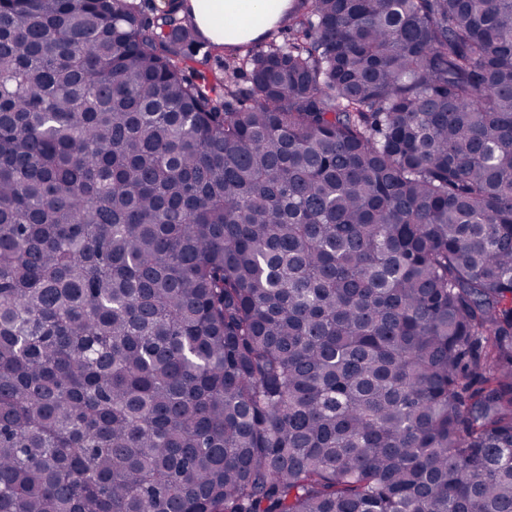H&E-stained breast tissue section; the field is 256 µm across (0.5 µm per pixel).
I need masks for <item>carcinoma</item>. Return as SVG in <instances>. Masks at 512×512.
Masks as SVG:
<instances>
[{
  "label": "carcinoma",
  "instance_id": "1",
  "mask_svg": "<svg viewBox=\"0 0 512 512\" xmlns=\"http://www.w3.org/2000/svg\"><path fill=\"white\" fill-rule=\"evenodd\" d=\"M304 2L0 0V512H512V0ZM189 0L197 27L217 46L255 40L285 17L288 7L298 5V0ZM234 36L227 35L228 30ZM266 42L272 39L282 42L288 39L284 24H276L270 30ZM205 36V37H206ZM240 36V37H238ZM206 37V39H208ZM227 52L213 50L208 39L200 52H193L187 62L189 70L207 74H219L224 68Z\"/></svg>",
  "mask_w": 512,
  "mask_h": 512
}]
</instances>
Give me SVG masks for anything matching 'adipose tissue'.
<instances>
[{
  "mask_svg": "<svg viewBox=\"0 0 512 512\" xmlns=\"http://www.w3.org/2000/svg\"><path fill=\"white\" fill-rule=\"evenodd\" d=\"M197 27L216 45L231 36L250 41L282 20L288 0H189Z\"/></svg>",
  "mask_w": 512,
  "mask_h": 512,
  "instance_id": "ef3b65f1",
  "label": "adipose tissue"
}]
</instances>
